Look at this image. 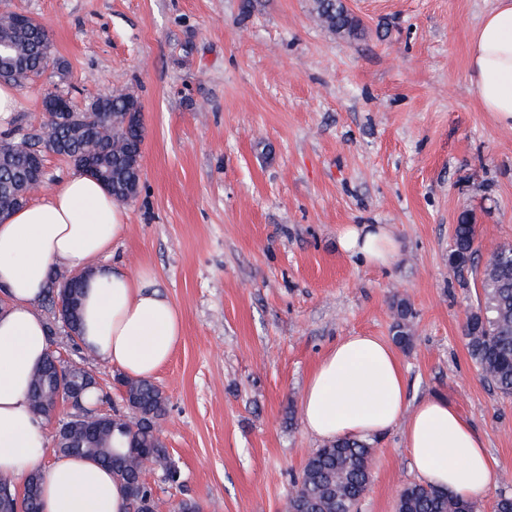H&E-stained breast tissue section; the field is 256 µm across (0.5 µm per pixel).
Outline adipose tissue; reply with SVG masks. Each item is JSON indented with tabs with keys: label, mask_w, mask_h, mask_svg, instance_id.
<instances>
[{
	"label": "adipose tissue",
	"mask_w": 512,
	"mask_h": 512,
	"mask_svg": "<svg viewBox=\"0 0 512 512\" xmlns=\"http://www.w3.org/2000/svg\"><path fill=\"white\" fill-rule=\"evenodd\" d=\"M472 78L484 111L512 127V0H497L470 47ZM127 213L95 178L74 172L40 201L0 220V476L22 480L46 446L45 422L28 403L34 369L49 349L33 306L51 273L65 264L89 273L81 344L130 378L149 379L184 335L180 313L157 288L151 270L130 275L103 263L126 229ZM343 251L386 266L399 243L380 224H347ZM302 423L325 442L371 440L400 429L423 484L469 501L500 481L482 436L441 397L408 399L402 363L386 341L340 338L311 371L300 396ZM42 512H126L109 469L59 456L44 474Z\"/></svg>",
	"instance_id": "adipose-tissue-1"
}]
</instances>
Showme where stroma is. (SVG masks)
<instances>
[{"instance_id": "stroma-1", "label": "stroma", "mask_w": 512, "mask_h": 512, "mask_svg": "<svg viewBox=\"0 0 512 512\" xmlns=\"http://www.w3.org/2000/svg\"><path fill=\"white\" fill-rule=\"evenodd\" d=\"M361 34L318 25L311 0H0L32 16L65 60L76 100L110 89L142 104L139 194L110 260L153 271L184 336L153 380L178 482L148 479L166 505L283 512L322 445L299 400L342 336L391 339L393 298L413 309L399 350L408 398L448 399L478 429L512 494V398L489 388L464 326L473 274L448 265L473 214L480 260L512 244V128L484 112L471 37L496 0H343ZM347 224L400 243L385 267L342 251ZM52 348L96 374L112 365L58 331ZM358 512H395L417 476L399 429L374 439Z\"/></svg>"}]
</instances>
